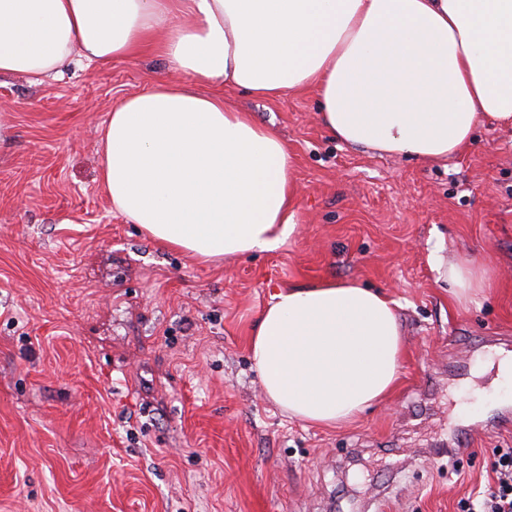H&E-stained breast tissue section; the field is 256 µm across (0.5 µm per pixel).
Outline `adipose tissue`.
Here are the masks:
<instances>
[{"label":"adipose tissue","instance_id":"adipose-tissue-1","mask_svg":"<svg viewBox=\"0 0 512 512\" xmlns=\"http://www.w3.org/2000/svg\"><path fill=\"white\" fill-rule=\"evenodd\" d=\"M145 52L183 80L113 107L102 183L151 240L202 260L278 250L298 202L287 142L198 84L263 99L315 87L332 137L426 163L482 120L512 125V0H0V78ZM431 261L458 302L491 285L471 258ZM395 306L351 280L276 293L250 346L266 398L325 427L383 402L403 348Z\"/></svg>","mask_w":512,"mask_h":512}]
</instances>
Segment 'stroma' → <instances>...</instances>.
Here are the masks:
<instances>
[{
    "label": "stroma",
    "instance_id": "1",
    "mask_svg": "<svg viewBox=\"0 0 512 512\" xmlns=\"http://www.w3.org/2000/svg\"><path fill=\"white\" fill-rule=\"evenodd\" d=\"M179 79L152 54L0 79V512H457L512 448V128L430 164L331 138L315 88L226 89L287 141L299 226L202 263L100 179L112 107ZM438 246L488 272L484 297L437 281ZM324 278L386 291L404 335L395 392L337 427L266 400L249 353L273 295Z\"/></svg>",
    "mask_w": 512,
    "mask_h": 512
}]
</instances>
